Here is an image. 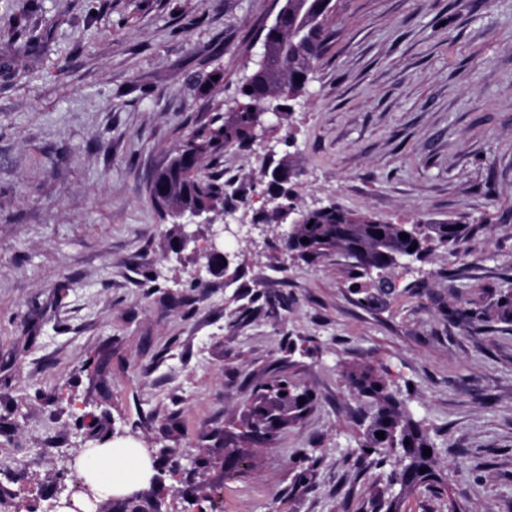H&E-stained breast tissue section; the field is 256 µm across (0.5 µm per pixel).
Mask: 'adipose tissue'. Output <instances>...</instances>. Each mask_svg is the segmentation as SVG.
I'll return each mask as SVG.
<instances>
[{"label": "adipose tissue", "mask_w": 512, "mask_h": 512, "mask_svg": "<svg viewBox=\"0 0 512 512\" xmlns=\"http://www.w3.org/2000/svg\"><path fill=\"white\" fill-rule=\"evenodd\" d=\"M79 477L91 483L94 490L122 494L148 482V461L141 449L110 445L84 453L76 463Z\"/></svg>", "instance_id": "adipose-tissue-1"}]
</instances>
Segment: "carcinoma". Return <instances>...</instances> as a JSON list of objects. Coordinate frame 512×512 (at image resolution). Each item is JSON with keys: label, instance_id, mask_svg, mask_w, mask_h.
<instances>
[{"label": "carcinoma", "instance_id": "carcinoma-1", "mask_svg": "<svg viewBox=\"0 0 512 512\" xmlns=\"http://www.w3.org/2000/svg\"><path fill=\"white\" fill-rule=\"evenodd\" d=\"M319 0H284L282 9L288 11V29L300 31V41H290L289 33L274 35L270 42V65L245 80L239 87L240 102L258 104L265 95L278 89L287 79L306 74L314 60L319 58L333 33L323 18H314ZM223 74L213 70L195 80V87L205 95L215 90ZM251 92H246V88ZM254 111H216L195 127L181 150L157 169L147 180L146 189L151 203L166 212L203 206L212 211L224 208L230 198L224 174L216 171L224 149L229 144L247 147L252 143ZM349 211L338 205L331 210L311 213L297 225L293 250L297 256L315 260L336 255L357 268L375 266L381 271L370 284L364 302L371 304L396 295L397 267L393 257L408 252L412 245L459 249L465 245L474 227L457 222L448 224H349ZM407 234L403 240L400 235ZM308 242H303V239ZM500 321L512 322V294L502 296L491 307ZM449 314L468 328L484 321L488 312L473 308L450 309ZM349 392L364 407L363 443L355 457L354 466H390L393 484L399 486L396 494L378 489L373 495V508L385 512H400L401 496L415 488H424L436 495L446 492L448 475L435 469L436 447L419 421L406 413L405 400L391 390L385 377L369 366L352 367L345 374ZM256 398L249 411L246 431L241 442L262 445L276 441L290 424L304 418L316 403L310 390L294 384L285 375H276L255 386ZM383 432L384 437H376ZM431 455H423L424 450ZM403 461L395 466L398 453ZM246 455L237 443L225 449L224 473L242 475L246 472Z\"/></svg>", "mask_w": 512, "mask_h": 512}]
</instances>
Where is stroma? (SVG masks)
<instances>
[{
	"instance_id": "obj_1",
	"label": "stroma",
	"mask_w": 512,
	"mask_h": 512,
	"mask_svg": "<svg viewBox=\"0 0 512 512\" xmlns=\"http://www.w3.org/2000/svg\"><path fill=\"white\" fill-rule=\"evenodd\" d=\"M283 0H0L38 37L0 40V491L54 512L62 459L131 434L159 459L144 512H363L387 469L356 471L363 436L344 373L383 371L433 440L448 492L401 512H512V323L462 328L449 308L512 293V0H332L329 50L293 112L222 158L236 193L207 239L166 258L171 226L146 180L198 113L235 108ZM224 74L216 97L192 79ZM290 158L297 203L396 224H474L395 297L362 306L341 258L306 262L284 224L253 227L270 159ZM317 402L249 470L224 441L258 378ZM315 460L307 486L295 474Z\"/></svg>"
}]
</instances>
